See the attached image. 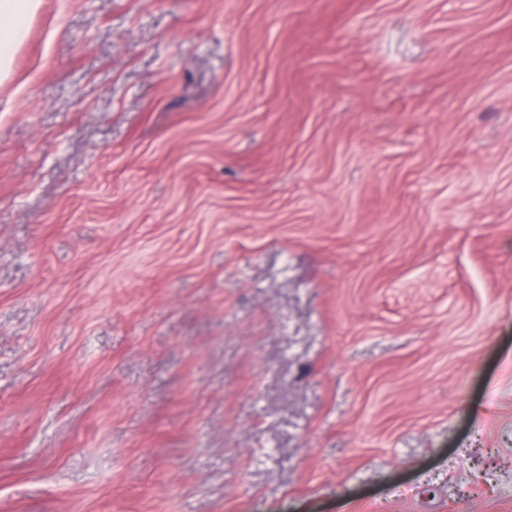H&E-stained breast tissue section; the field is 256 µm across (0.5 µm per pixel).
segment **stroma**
Returning <instances> with one entry per match:
<instances>
[{
    "instance_id": "stroma-1",
    "label": "stroma",
    "mask_w": 512,
    "mask_h": 512,
    "mask_svg": "<svg viewBox=\"0 0 512 512\" xmlns=\"http://www.w3.org/2000/svg\"><path fill=\"white\" fill-rule=\"evenodd\" d=\"M0 512H512V0H41Z\"/></svg>"
}]
</instances>
